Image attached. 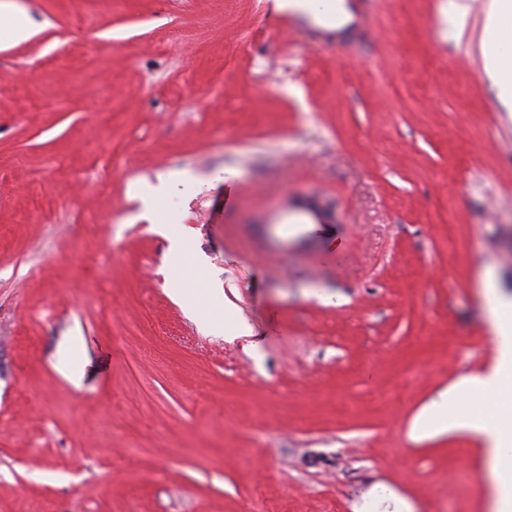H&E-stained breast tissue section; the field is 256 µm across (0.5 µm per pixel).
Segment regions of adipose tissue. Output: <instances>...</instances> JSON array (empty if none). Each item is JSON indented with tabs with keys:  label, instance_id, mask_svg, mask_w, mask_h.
I'll list each match as a JSON object with an SVG mask.
<instances>
[{
	"label": "adipose tissue",
	"instance_id": "1",
	"mask_svg": "<svg viewBox=\"0 0 512 512\" xmlns=\"http://www.w3.org/2000/svg\"><path fill=\"white\" fill-rule=\"evenodd\" d=\"M479 47L486 75L512 91V0H486ZM485 322L493 347L490 362L425 406L418 430L476 437L483 446L488 512H512V299L486 289Z\"/></svg>",
	"mask_w": 512,
	"mask_h": 512
}]
</instances>
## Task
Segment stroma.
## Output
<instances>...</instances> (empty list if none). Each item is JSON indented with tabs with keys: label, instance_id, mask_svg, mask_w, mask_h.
I'll use <instances>...</instances> for the list:
<instances>
[{
	"label": "stroma",
	"instance_id": "1",
	"mask_svg": "<svg viewBox=\"0 0 512 512\" xmlns=\"http://www.w3.org/2000/svg\"><path fill=\"white\" fill-rule=\"evenodd\" d=\"M24 2L37 32L0 40V512H356L379 485L485 512L481 443L410 435L490 358L483 273L512 296L485 0L456 26L374 0L341 42L260 0ZM174 173L192 272L132 196ZM190 286L217 292L197 316ZM239 316L253 337L209 328Z\"/></svg>",
	"mask_w": 512,
	"mask_h": 512
}]
</instances>
